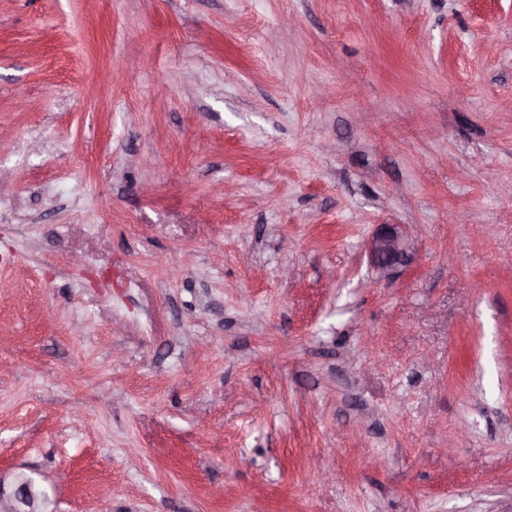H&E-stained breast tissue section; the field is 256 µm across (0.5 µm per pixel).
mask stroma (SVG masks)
Returning a JSON list of instances; mask_svg holds the SVG:
<instances>
[{
	"label": "stroma",
	"mask_w": 512,
	"mask_h": 512,
	"mask_svg": "<svg viewBox=\"0 0 512 512\" xmlns=\"http://www.w3.org/2000/svg\"><path fill=\"white\" fill-rule=\"evenodd\" d=\"M0 138L1 482L512 512V0H0ZM414 233L407 224H379L367 241L371 265L388 275L404 266L411 258Z\"/></svg>",
	"instance_id": "obj_1"
}]
</instances>
